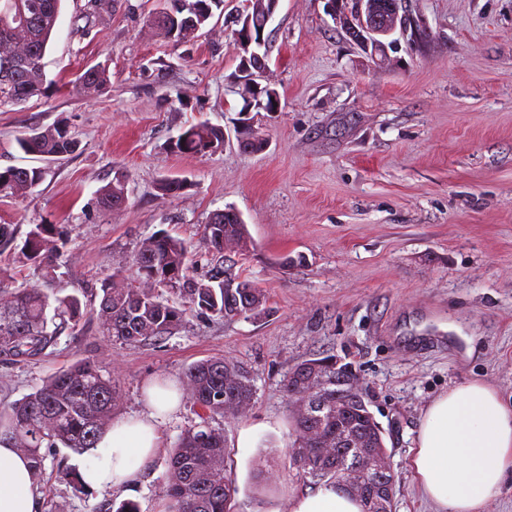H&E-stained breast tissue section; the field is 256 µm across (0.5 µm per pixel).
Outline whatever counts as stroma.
<instances>
[{
	"label": "stroma",
	"instance_id": "35a3bbf8",
	"mask_svg": "<svg viewBox=\"0 0 512 512\" xmlns=\"http://www.w3.org/2000/svg\"><path fill=\"white\" fill-rule=\"evenodd\" d=\"M88 0H63L44 57L45 94L0 106V169L44 166L33 191L0 195V279L50 295H100L112 274H132L140 244L160 233L183 240L190 273L208 275L203 244L210 212L237 209L253 241L238 270L264 291L263 312L226 320L187 311L173 334L135 345L108 340L95 323L67 326L45 357L0 359V409L79 361L99 364L121 391L114 420L140 412L154 382L182 383L193 363L230 358L256 385L245 415L217 424L232 459L237 512H290L316 486L288 463L292 438L284 375L330 356L351 364L383 428L395 476L393 512H435L410 468L423 412L432 399L472 379L512 405V0H406L421 37L400 39L388 62L351 43L326 0H279L265 31V81L280 109L258 112L264 151L242 152L243 101L228 77L239 59L227 17L178 44L147 26L157 0H120L93 23ZM101 65L110 82L83 91L77 77ZM198 123L223 129L213 154L173 152L171 141ZM64 126L79 142L41 164L17 139ZM184 178L173 196L163 180ZM124 183L125 207L99 208V190ZM36 224L63 226L67 243L54 277L20 259ZM189 400L159 423L161 445L126 490L76 489L64 471L87 456L48 448L35 496L38 512H111L134 501L163 512L166 461L180 433L199 423ZM252 430L251 447L239 444ZM278 480L260 486L262 469Z\"/></svg>",
	"mask_w": 512,
	"mask_h": 512
}]
</instances>
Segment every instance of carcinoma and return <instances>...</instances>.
<instances>
[{"label": "carcinoma", "instance_id": "obj_1", "mask_svg": "<svg viewBox=\"0 0 512 512\" xmlns=\"http://www.w3.org/2000/svg\"><path fill=\"white\" fill-rule=\"evenodd\" d=\"M120 0H96L84 15L86 24L103 11L110 12ZM62 0H0L10 15L23 13L27 21L0 24V43H21L27 48L15 66L14 77L0 80V106L25 104L43 94V59L56 27ZM184 0H162L148 15L149 25L177 31L176 41L199 37L211 16L191 23ZM108 82L101 66L85 70L80 87L97 91ZM20 149L43 159L74 153L78 142L60 128L31 129L17 139ZM224 147V131L199 123L183 130L172 148L180 153H215ZM40 167H8L0 171V194L19 195L35 188L43 179ZM99 203L115 209L125 203V187L112 183L99 191ZM211 213L203 226V238L216 257L210 274L203 279L190 276L187 246L169 235L151 237L138 247L132 264L136 283L115 275L102 285L99 303L85 304L76 294L50 297L32 286L12 290L0 279V356L14 363H26L46 354L54 346L58 324L79 323L86 317L97 322L101 333L132 345L177 330L185 310L159 300L149 288L176 289L187 308L226 320L257 315L265 296L261 288L236 272L237 257L248 250L250 240L244 221L232 214ZM65 244L55 224H36L27 233L21 249L23 258L43 266L44 276L55 271L54 259ZM323 392L292 410L294 442L287 451L290 465L303 479L340 484L348 473L356 474L355 495L363 512H386L391 503L378 498L379 486L393 483L390 466L379 463L387 455L383 432L362 396L346 394L348 365L336 366L322 358ZM303 361L284 377L287 396L297 393L303 376ZM184 387L193 403L207 417L179 435L167 468L162 489L167 512H234L237 492L228 464L229 452L222 428L212 420L237 416L249 409L255 396L250 372L225 358H209L187 368ZM120 400L119 389L103 378L100 367L77 362L48 377L32 393L0 410V442L8 441L28 455L36 476L44 471L41 449L62 446L78 452L97 447L112 425V413Z\"/></svg>", "mask_w": 512, "mask_h": 512}]
</instances>
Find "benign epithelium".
Instances as JSON below:
<instances>
[{
  "instance_id": "benign-epithelium-1",
  "label": "benign epithelium",
  "mask_w": 512,
  "mask_h": 512,
  "mask_svg": "<svg viewBox=\"0 0 512 512\" xmlns=\"http://www.w3.org/2000/svg\"><path fill=\"white\" fill-rule=\"evenodd\" d=\"M333 18L342 23L348 37L358 46L388 50L394 42L390 37L396 32H407L411 28V18L407 14L405 0H326ZM278 0H269L264 9V19L253 24V16L246 12L238 16V29L234 31V50L239 58L237 74L230 78L232 89L242 83L249 84L255 90V97H246L238 122L237 143L245 151H251L250 141L242 137L241 132L254 127L252 111L271 99L277 103V91L268 85H261L260 78L268 69L265 31L272 20ZM24 55V48L11 44L0 47V76L9 78L15 62Z\"/></svg>"
}]
</instances>
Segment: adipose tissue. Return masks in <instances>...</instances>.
I'll use <instances>...</instances> for the list:
<instances>
[{"label": "adipose tissue", "mask_w": 512, "mask_h": 512, "mask_svg": "<svg viewBox=\"0 0 512 512\" xmlns=\"http://www.w3.org/2000/svg\"><path fill=\"white\" fill-rule=\"evenodd\" d=\"M182 387L156 384L142 413L113 422L79 470L85 487H125L141 474L158 446V422L174 411ZM411 466L424 495L439 512H483L512 476V408L479 380L459 384L426 407ZM36 477L28 457L0 443V512H34ZM291 512H361L343 488L327 485L296 498Z\"/></svg>", "instance_id": "ef3b65f1"}]
</instances>
